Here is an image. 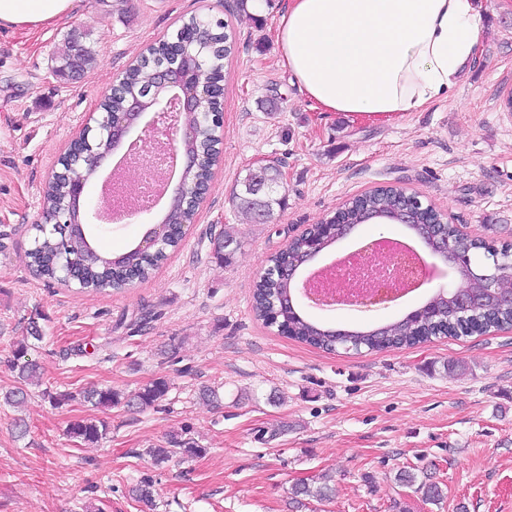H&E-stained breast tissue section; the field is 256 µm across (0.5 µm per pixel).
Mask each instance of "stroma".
<instances>
[{"instance_id":"1","label":"stroma","mask_w":512,"mask_h":512,"mask_svg":"<svg viewBox=\"0 0 512 512\" xmlns=\"http://www.w3.org/2000/svg\"><path fill=\"white\" fill-rule=\"evenodd\" d=\"M288 2L262 0L243 15L235 0H77L52 26L0 33V397L21 385L13 349L29 319L46 334L30 352L41 386L22 409L0 400V512H141L129 490L145 478L158 512H296L292 487L324 473L335 498L303 512H512V330L327 353L279 335L251 309L271 255L378 186L416 194L469 236L512 243V0H475L478 57L447 99L388 119L323 112L307 99L278 51ZM194 13L224 20L234 43L223 155L194 224L153 278L123 291L45 282L27 252L60 153L113 78ZM70 38L95 56L73 80L56 71ZM261 165L277 167L286 190L264 222L231 201ZM151 225L141 214L96 244L122 253ZM227 227L243 246L222 265L211 240ZM447 285L434 280L385 309L299 305L327 326L363 328L399 319ZM159 378L170 391L143 410L79 397L91 387L129 396ZM203 386L219 403L198 398ZM51 391L73 398L56 407ZM85 418L107 425L97 447L67 433ZM181 432L203 455L155 464L149 449ZM403 470L438 483L443 500L399 483Z\"/></svg>"}]
</instances>
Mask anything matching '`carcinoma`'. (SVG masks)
Masks as SVG:
<instances>
[{
  "label": "carcinoma",
  "instance_id": "obj_1",
  "mask_svg": "<svg viewBox=\"0 0 512 512\" xmlns=\"http://www.w3.org/2000/svg\"><path fill=\"white\" fill-rule=\"evenodd\" d=\"M186 23L203 30L199 41L192 43L189 49L197 53L205 62V70L210 74V79L221 81L224 79V59L231 53L229 36L224 32V22H215L205 17H191ZM80 51L82 60V72L90 70L94 64V56L91 50L84 45L75 46L67 43L65 50L60 55L62 64L59 72L63 73L68 68V63L74 51ZM168 45L162 41L158 44L160 56L150 61L146 66H131L126 70V82L123 92L128 94L148 87L154 80V72L158 66L168 61L166 53ZM190 123L195 125V138L189 144V148L199 154H205L212 149L210 130L198 124L192 118ZM100 157V148L95 146L86 151L78 160L72 162L65 170L64 176L57 181L47 182L43 190V204L47 213H52L63 208L68 201L67 184L79 178L88 176L96 166ZM280 173L277 168L271 166L260 173H249L241 182V189L233 196V202L246 211H253L258 206L273 210V206L281 205L283 198L279 197ZM404 201L399 191L395 189H377L367 195L365 199L348 204L351 222L354 225L362 223L364 214L371 211L393 213L399 210ZM195 211L184 201H178L168 205L162 220L165 221V236L153 250H141L132 247L127 252L118 256L100 255L98 260L91 264H83L84 255L88 246L86 239L80 235L63 234L61 231H44L42 227L35 226L36 235L32 248L27 252L30 266L38 275L48 281H60L62 264L71 263L79 268L83 292L103 293L109 290L120 291L127 287L131 278L145 281L151 277L160 265L167 259L168 253L177 248L182 241V226L190 224L194 220ZM241 248V240L230 230H223L213 240V256L222 263L233 260L236 252ZM310 249L304 238L294 239L289 250L276 254L271 259V268L267 274L261 277L255 284L253 291V310L256 317L267 325H274L273 312L279 313V320L285 322L289 329V337L310 346L325 350H332L336 345V336L329 329L307 319L299 309L282 304L294 294L293 283L281 278L278 274L279 267L288 263V257L299 255ZM485 256L492 260V264L501 267L502 285L512 289V249L507 245L495 248L483 240L471 245L467 251L470 260H478L479 256ZM468 268L464 262L453 265L452 279L458 286L467 288L476 296L483 289L467 277ZM30 337L23 338L15 345L14 359L20 362V374L25 382L41 383L39 367L37 363L28 358L31 344L29 339L38 342L43 336L37 321L29 322ZM512 327V306L508 304H478L475 308L465 313L464 317L451 318L448 328L435 329L426 327L416 319V312L411 311L401 319L389 322L366 330L345 331L339 333L343 339V347L355 351L365 349L367 351H382L392 348L411 347L432 340L436 331H448L452 337L470 335L491 330H505ZM170 385L165 379H156L139 389L133 398L127 403L140 408H147L165 399ZM84 401L96 408H110L121 401V394L110 388H93L83 393ZM106 433L104 422L95 419H82L72 422L68 428V434L78 439L82 444L95 446ZM149 455L157 463H164L175 456H197L204 453L197 443L191 439H184L174 434L170 436L165 448H151ZM132 495L147 509L156 508L153 499L151 484L141 481L131 489ZM334 489L329 486L328 479H323L320 485L313 487L308 483H301L294 488V496L312 497L320 501L332 497Z\"/></svg>",
  "mask_w": 512,
  "mask_h": 512
}]
</instances>
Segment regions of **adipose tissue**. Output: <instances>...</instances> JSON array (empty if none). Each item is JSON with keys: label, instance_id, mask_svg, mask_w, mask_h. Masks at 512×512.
<instances>
[{"label": "adipose tissue", "instance_id": "adipose-tissue-1", "mask_svg": "<svg viewBox=\"0 0 512 512\" xmlns=\"http://www.w3.org/2000/svg\"><path fill=\"white\" fill-rule=\"evenodd\" d=\"M75 2L0 0V31L40 29ZM482 28L474 0H290L279 43L317 109L378 118L447 98Z\"/></svg>", "mask_w": 512, "mask_h": 512}]
</instances>
